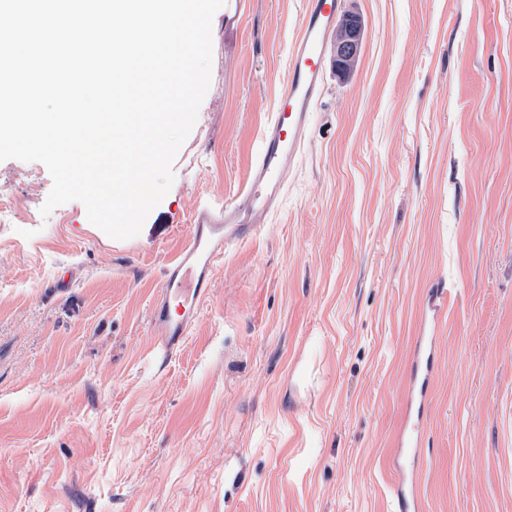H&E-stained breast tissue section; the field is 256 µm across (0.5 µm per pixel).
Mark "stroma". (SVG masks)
<instances>
[{
	"label": "stroma",
	"instance_id": "35a3bbf8",
	"mask_svg": "<svg viewBox=\"0 0 512 512\" xmlns=\"http://www.w3.org/2000/svg\"><path fill=\"white\" fill-rule=\"evenodd\" d=\"M306 0H226L209 90L139 235L0 161V512H389L423 314L448 287L425 512H512V0H340L280 210L171 357L152 309L199 202L245 184ZM362 41V22L353 12L346 14L334 45V64L340 73L348 72L354 65Z\"/></svg>",
	"mask_w": 512,
	"mask_h": 512
}]
</instances>
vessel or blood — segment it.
I'll list each match as a JSON object with an SVG mask.
<instances>
[{
    "instance_id": "b4317fda",
    "label": "vessel or blood",
    "mask_w": 512,
    "mask_h": 512,
    "mask_svg": "<svg viewBox=\"0 0 512 512\" xmlns=\"http://www.w3.org/2000/svg\"><path fill=\"white\" fill-rule=\"evenodd\" d=\"M340 0H306L300 34L288 58V76L273 117L264 125L252 155L248 180L223 208L207 204L195 211L183 246L167 264L162 296L153 307L154 346L161 355L176 352L195 325L210 295V275L226 245L247 241L270 223L281 205L288 178L307 142L312 112L322 95L321 73ZM437 339L421 337L408 382L406 418L393 450L400 473L393 486V512H421L414 486L404 479L414 465L438 377Z\"/></svg>"
}]
</instances>
